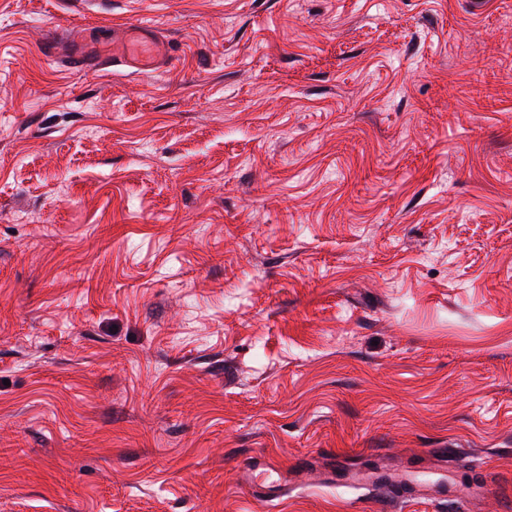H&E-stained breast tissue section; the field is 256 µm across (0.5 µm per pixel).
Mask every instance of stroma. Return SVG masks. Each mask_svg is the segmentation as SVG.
Returning a JSON list of instances; mask_svg holds the SVG:
<instances>
[{
    "mask_svg": "<svg viewBox=\"0 0 512 512\" xmlns=\"http://www.w3.org/2000/svg\"><path fill=\"white\" fill-rule=\"evenodd\" d=\"M0 512H512V0H0ZM145 30L146 27L131 25L120 34L112 32V42L103 33L92 47H85L84 41L69 45L67 55L62 50L65 38L59 34L48 41L46 51L52 58L76 68L103 70L115 62H125L150 69L162 60L164 50L160 43L145 38Z\"/></svg>",
    "mask_w": 512,
    "mask_h": 512,
    "instance_id": "stroma-1",
    "label": "stroma"
}]
</instances>
